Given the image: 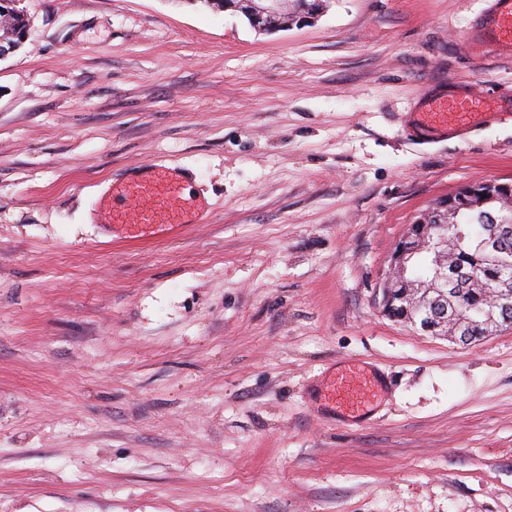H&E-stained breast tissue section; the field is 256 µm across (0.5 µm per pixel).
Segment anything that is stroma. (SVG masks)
<instances>
[{"mask_svg":"<svg viewBox=\"0 0 512 512\" xmlns=\"http://www.w3.org/2000/svg\"><path fill=\"white\" fill-rule=\"evenodd\" d=\"M0 60V512H512V327L386 316L408 224L512 184V122L422 138L455 91L512 113L489 0H325L259 34L198 0H22ZM187 171L200 224L119 239L98 192ZM357 360L372 419L318 408ZM19 0H0V38L5 43H11L14 49L0 46V58L7 57L23 44L26 37L30 17L18 7Z\"/></svg>","mask_w":512,"mask_h":512,"instance_id":"stroma-1","label":"stroma"}]
</instances>
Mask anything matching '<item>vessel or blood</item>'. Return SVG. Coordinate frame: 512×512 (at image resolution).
Masks as SVG:
<instances>
[{"mask_svg":"<svg viewBox=\"0 0 512 512\" xmlns=\"http://www.w3.org/2000/svg\"><path fill=\"white\" fill-rule=\"evenodd\" d=\"M480 35L491 48L512 46V0H492ZM504 117L493 98L445 96L430 101L425 111L415 113L414 126L423 134L453 137ZM104 210L108 223L126 232L197 224L206 214L203 202L187 198L183 183L175 178L172 168L162 163L151 164L144 179H113L111 198ZM340 390L353 395L343 408V415L357 420L375 411L385 394L379 374L360 364L344 366L323 377L321 392L325 406L335 407L336 393Z\"/></svg>","mask_w":512,"mask_h":512,"instance_id":"vessel-or-blood-1","label":"vessel or blood"}]
</instances>
